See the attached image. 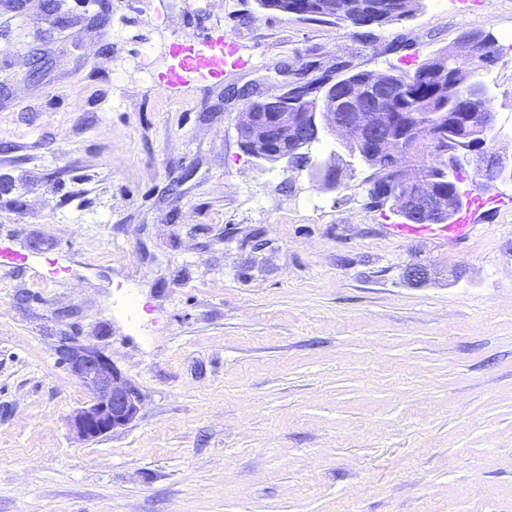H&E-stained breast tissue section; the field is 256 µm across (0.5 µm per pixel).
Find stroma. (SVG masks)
I'll return each instance as SVG.
<instances>
[{"instance_id": "35a3bbf8", "label": "stroma", "mask_w": 512, "mask_h": 512, "mask_svg": "<svg viewBox=\"0 0 512 512\" xmlns=\"http://www.w3.org/2000/svg\"><path fill=\"white\" fill-rule=\"evenodd\" d=\"M47 2L0 0V243L25 256L0 263V512H512V208L393 237L337 139L333 190L257 164L225 95L484 32L512 138V0H421L370 44L258 0ZM204 33L245 67L169 87ZM65 344L135 386L131 424L74 438Z\"/></svg>"}]
</instances>
